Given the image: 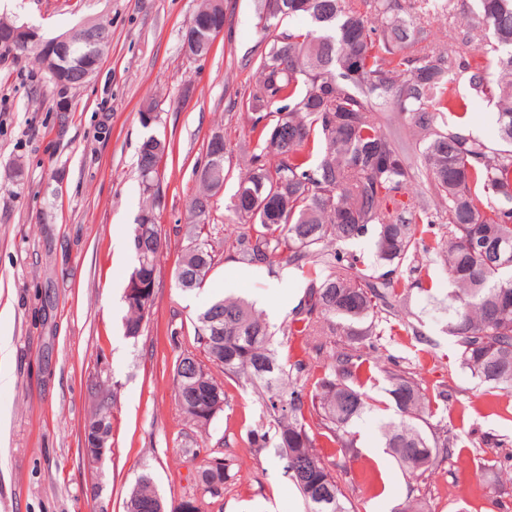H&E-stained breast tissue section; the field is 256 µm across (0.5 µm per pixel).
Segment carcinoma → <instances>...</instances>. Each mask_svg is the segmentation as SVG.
<instances>
[{"instance_id":"carcinoma-1","label":"carcinoma","mask_w":512,"mask_h":512,"mask_svg":"<svg viewBox=\"0 0 512 512\" xmlns=\"http://www.w3.org/2000/svg\"><path fill=\"white\" fill-rule=\"evenodd\" d=\"M468 5L483 32L482 64L470 61L472 39L448 45L430 38V14L455 21ZM258 25L266 40L256 61L250 94L249 137L255 148L230 208L244 224L237 238L239 260L271 264L281 258L318 273L292 312L282 335L301 339V354L279 355L268 323L242 299H219L192 321L194 343L203 357L180 354L174 363V398L199 427L222 411L223 384L211 368L230 380L248 382L259 400V421L238 444L257 453L275 438L306 512H360L344 493L341 460L353 457V422L373 411L375 399L364 383L379 373L394 417L380 426L385 448L413 477L432 472L439 449L451 453L457 439L432 427V401H448L443 386L429 389L402 367L366 364L363 350L384 336L382 323L397 315L407 297L394 274L407 261L417 271L442 263L453 285L448 292V335L459 366L498 396H512V252L498 256L501 242H512V0H255ZM305 17L309 29H280L283 21ZM217 0H201L187 26L198 55L210 51V30L224 24ZM76 62L49 75L56 85L83 86L79 64L88 58L80 45ZM393 107L424 141L413 166L388 134L375 108ZM475 100L498 107L499 147L492 148L448 124V114ZM166 139L147 136L137 167L167 155ZM224 154L195 168L197 188L187 200L192 223L175 269L183 291L199 288L216 264L202 237L215 197L229 177ZM420 180L435 198H405L406 186ZM153 207L142 212L131 239L136 263L131 274L149 279L159 272L164 243L160 225L147 224ZM375 234L373 265L388 271L375 277L365 262L341 245ZM155 294L125 300V336L146 328ZM342 331L348 340L332 349V362L317 372L309 361ZM112 398L101 397L92 420L112 432ZM205 492L227 478L224 459L198 467ZM168 505L142 473L132 487L127 512H184Z\"/></svg>"}]
</instances>
